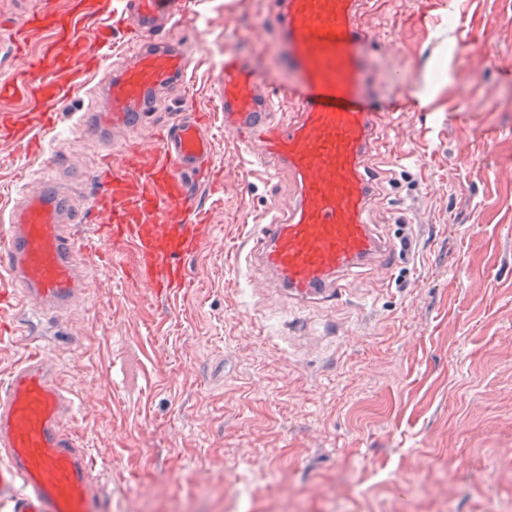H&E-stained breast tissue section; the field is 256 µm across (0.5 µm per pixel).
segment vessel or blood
<instances>
[{"label": "vessel or blood", "instance_id": "b4317fda", "mask_svg": "<svg viewBox=\"0 0 512 512\" xmlns=\"http://www.w3.org/2000/svg\"><path fill=\"white\" fill-rule=\"evenodd\" d=\"M363 5L275 0L274 32L291 77L285 91L297 99L296 112L276 113L270 79L224 55V130L250 151L241 166L266 177L287 171L295 186L287 216L272 214L239 249L301 303L338 300L346 272L387 269L396 258L395 244L365 219L371 187L364 161L381 150L378 132L391 111L370 102L365 87L381 39L363 29ZM182 12V0H116L96 9L89 0H46L41 12L14 24L18 66L0 76V142L42 151L58 105L89 86L100 103L82 113L85 129L121 147L95 159L86 206L45 176L0 223V311L24 301L36 314H52L83 302L88 253L112 272L119 254L132 253L135 281L158 295L189 288L184 262L213 231L197 192L224 170L213 164L210 113L155 114L159 94L187 86L196 63L167 29ZM122 25L136 41L121 67H105L100 52L111 49ZM149 124L153 141L134 140ZM48 352L35 346L0 389V507L104 512L87 451L64 426L72 402Z\"/></svg>", "mask_w": 512, "mask_h": 512}]
</instances>
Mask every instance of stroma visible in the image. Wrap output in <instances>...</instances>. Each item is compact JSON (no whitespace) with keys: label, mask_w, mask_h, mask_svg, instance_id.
I'll return each instance as SVG.
<instances>
[{"label":"stroma","mask_w":512,"mask_h":512,"mask_svg":"<svg viewBox=\"0 0 512 512\" xmlns=\"http://www.w3.org/2000/svg\"><path fill=\"white\" fill-rule=\"evenodd\" d=\"M274 2L186 0L171 35L203 58L194 105L224 167L222 201L201 193L213 238L169 299L88 257L90 299L51 347L66 426L108 512H228V468L247 512H512V0H368L363 25L391 43L368 88L398 113L369 221L401 252L307 307L227 257L291 195L238 167L219 113L225 51L288 83ZM94 102L60 106L43 154L0 145V191L19 198L59 148L90 174ZM7 316L0 387L36 341L26 303Z\"/></svg>","instance_id":"1"}]
</instances>
